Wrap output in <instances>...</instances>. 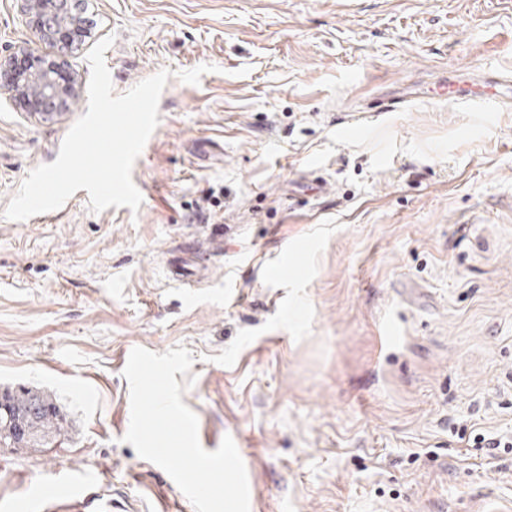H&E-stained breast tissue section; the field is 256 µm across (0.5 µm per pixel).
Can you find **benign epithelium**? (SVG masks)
<instances>
[{
	"mask_svg": "<svg viewBox=\"0 0 512 512\" xmlns=\"http://www.w3.org/2000/svg\"><path fill=\"white\" fill-rule=\"evenodd\" d=\"M26 27L48 46L17 48L0 55V90L31 116L50 117L72 108L79 96L69 54L80 48L85 27L71 12L70 0H15Z\"/></svg>",
	"mask_w": 512,
	"mask_h": 512,
	"instance_id": "obj_1",
	"label": "benign epithelium"
}]
</instances>
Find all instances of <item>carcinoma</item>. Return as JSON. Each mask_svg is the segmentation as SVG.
Here are the masks:
<instances>
[{
  "label": "carcinoma",
  "mask_w": 512,
  "mask_h": 512,
  "mask_svg": "<svg viewBox=\"0 0 512 512\" xmlns=\"http://www.w3.org/2000/svg\"><path fill=\"white\" fill-rule=\"evenodd\" d=\"M67 414L42 389L0 392V448H48L68 435Z\"/></svg>",
  "instance_id": "carcinoma-1"
}]
</instances>
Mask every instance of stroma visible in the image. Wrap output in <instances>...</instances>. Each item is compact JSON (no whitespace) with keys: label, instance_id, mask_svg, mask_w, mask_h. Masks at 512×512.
<instances>
[{"label":"stroma","instance_id":"1","mask_svg":"<svg viewBox=\"0 0 512 512\" xmlns=\"http://www.w3.org/2000/svg\"><path fill=\"white\" fill-rule=\"evenodd\" d=\"M121 95L170 77L132 168L138 211L4 212L87 111L42 120L0 94V390L50 391L71 429L0 448V512L80 478L140 512H194L124 443L133 348L184 345L203 448L232 436L250 512H477L512 502V107L438 98L454 69L512 78V0H87ZM0 0V53L35 47ZM407 94L345 139L347 119ZM322 170L324 194L296 183ZM309 250L293 252L295 240ZM199 244L211 277L168 265ZM392 322L401 336L381 350Z\"/></svg>","mask_w":512,"mask_h":512}]
</instances>
